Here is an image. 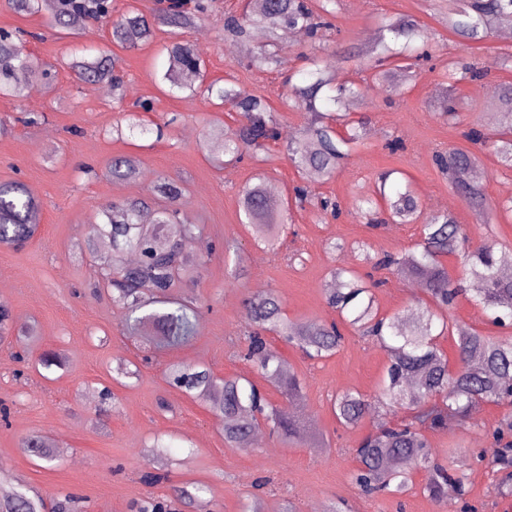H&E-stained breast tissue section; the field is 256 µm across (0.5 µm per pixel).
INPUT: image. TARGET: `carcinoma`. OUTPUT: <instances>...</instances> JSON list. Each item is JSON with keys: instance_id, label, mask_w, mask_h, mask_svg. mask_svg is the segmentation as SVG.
Listing matches in <instances>:
<instances>
[{"instance_id": "carcinoma-1", "label": "carcinoma", "mask_w": 512, "mask_h": 512, "mask_svg": "<svg viewBox=\"0 0 512 512\" xmlns=\"http://www.w3.org/2000/svg\"><path fill=\"white\" fill-rule=\"evenodd\" d=\"M183 0L162 11L163 24L189 28L198 15L207 10L201 0L188 9ZM323 0L315 9L310 0H261L252 13L224 17V30L241 39L259 29L266 42L249 57L251 66L259 69L276 66L283 45L281 39L290 28H299L311 41H321L333 29L329 16L334 10ZM442 20L448 32L461 41L479 44L492 30L512 23V0H449ZM111 0H59L54 14L55 25L72 29L71 18L81 14L89 19L107 16ZM379 35L371 46L372 74L366 83L335 84L332 62L320 50L307 57V68L300 82H287L282 106L306 114L303 137L290 142L288 153L302 179L317 174L321 180L332 179L340 162L357 147L365 136L364 121L350 120L355 101L364 98L371 86H385L395 72L387 68L391 62H402L401 70L409 73L424 53H415V42L427 43V31L413 20L377 18ZM149 24L140 15L123 13L112 22V36L130 47L148 39ZM22 39L0 38V94L21 98L26 88L17 73L34 65L24 54ZM168 67L162 80L170 90L189 92L206 102L218 100L227 112L236 115L239 126L234 132L224 126L211 128L210 137L221 144L227 160L241 161L256 157L269 141L279 139V120L268 99L242 89L232 78L224 83L188 85L181 81L186 72L197 73L201 59L187 42H175L167 48ZM497 60H486L477 67L470 63L448 62L445 79L453 83L481 81L496 67ZM74 77L80 82L121 83L115 67L103 54L75 58L69 62ZM497 128L485 133L472 128L465 138L473 144L489 147L501 164L512 167V84L499 87ZM437 161L448 175L450 188L473 208L488 209L483 181L477 175L478 156L468 148H454L437 154ZM138 172L131 156L112 159V178L126 180ZM387 171L374 190L375 196L358 193L354 199L357 214L367 224L378 228L385 224H420L421 239L411 251L385 253L380 257L362 251V261L377 269L405 276L418 282L428 301H419L411 321L379 313L373 289L378 284L363 280L354 267H339L332 273L333 287L326 289L327 303L342 316L340 323L307 322L295 324L284 317L280 300L272 293L252 294L244 299V309L251 326L245 341L244 359L261 369L288 400L303 395V385L281 355L271 347L265 333L276 332L295 344L307 357L322 358L332 354L345 340L342 327L348 326L362 336L378 342L389 363L376 399L370 401L358 392L344 391L332 404L338 421L345 426H358L377 415L381 422L356 448L358 469L354 479L367 495L395 489L403 491L412 484L413 475H425L423 487L431 498H446L448 490L457 496L465 494V475L440 461L431 450L429 436L448 429L452 421L463 423L470 412L482 403L512 408V339L486 336L479 331L455 325L448 311L463 294L488 313L496 326L512 323V279L500 272L512 267V245L487 241L476 247L468 245L464 227L441 211L423 206L410 183L393 181ZM168 200L157 207L133 201L110 204L98 209L88 236V249L99 261L97 286L112 293V302L126 311L125 329L163 345L187 343L197 336L198 309L176 297L174 289L198 276V265L185 253V245L196 237L201 226L191 222L177 206L180 188L166 180L157 185ZM240 210L243 223L252 227L254 235L268 248L279 243L283 224L275 220V208L263 178L245 189ZM38 203L19 182H0V244L19 248L32 240L37 232ZM138 256L134 265L124 263L129 254ZM455 255L465 276L458 278L442 258ZM15 332L29 338L31 329L13 325L9 312L0 308V334ZM458 336L456 371L449 370L448 356L438 347L444 336ZM173 383L192 397L211 401L210 411L224 423V441L232 448H247L260 428L280 437L310 440L318 444L314 434H303L288 412L271 404L258 388L244 378L218 379L212 372L196 365L177 364L169 370ZM512 433V420L497 426L492 439L499 446L498 461L512 467V441H504L505 432ZM20 446L29 455L47 463L53 461L51 451L37 436L23 438ZM0 512H70L68 503L47 505L40 496L29 497L11 490L0 494Z\"/></svg>"}]
</instances>
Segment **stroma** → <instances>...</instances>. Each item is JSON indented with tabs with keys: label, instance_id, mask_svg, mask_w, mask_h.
<instances>
[{
	"label": "stroma",
	"instance_id": "35a3bbf8",
	"mask_svg": "<svg viewBox=\"0 0 512 512\" xmlns=\"http://www.w3.org/2000/svg\"><path fill=\"white\" fill-rule=\"evenodd\" d=\"M246 0H212L207 16L178 38L196 43L206 37L209 49L201 59L207 80L233 77L241 88L260 92L279 106L284 79L306 66L311 41L285 42L279 67L256 69L248 54L263 43L252 36L243 43L224 30V14H242ZM117 12L134 9L152 19L150 38L133 47L112 37V22L90 21L88 30L68 35L54 27L53 13H17L0 0V30L23 29L25 53L55 75L43 83L37 73L28 78L37 99L0 95V181L21 182L38 201V232L19 249L0 246V307L19 327L31 328L34 340L28 362L18 361L13 340L0 342V408L8 425L0 424V487H13L52 502L76 496V512H138L149 499L165 501L169 512H280L294 502L299 512H312L331 502L347 512H512L506 471L495 466L497 449L491 433L511 414L493 404L478 406L466 423L432 434L438 455L454 453L468 474V492L453 502L424 494L423 473H415L411 490L365 497L353 474L355 450L374 425L345 427L338 423L331 400L336 393L356 391L375 398L387 366L385 352L369 337L346 331L338 350L310 360L276 334L268 340L304 383L301 399L286 401L277 387L241 357L246 330L242 300L248 293H275L289 320L329 323L338 314L325 301V287L334 268L355 265L352 246L366 243L375 253L414 249L420 239L416 224H391L374 229L352 212L356 191L373 192L380 173L395 170L413 185L425 207L448 210L466 228L473 242L493 239L512 244V219L472 210L448 187L435 155L465 146L470 125L496 127L494 87L512 84V40L490 34L481 48L466 50L439 22L432 0H338L333 29L324 48L327 55L359 53L361 67L369 61L363 50L377 35L378 16L414 19L432 33L431 62L415 78L397 76L384 88L370 89L356 102L352 119H366L364 147L343 162L335 178L309 180L313 193L336 198L339 217H324L316 203L292 211V226L273 253L255 240L242 224L239 199L243 188L264 175L274 199L285 205L302 182L291 163L287 145L298 138L303 113H280V138L268 143L258 159L217 166L219 147L208 137L211 124L234 125L224 107L201 97L170 93L161 77L168 66L166 47L176 36L155 22L157 0H115ZM116 61L123 78L121 92L100 97L88 93L67 67L68 57L97 51ZM506 53L485 80L463 82L455 94L461 115L454 124L440 117L443 67L448 60L470 55L488 58ZM151 111H143L142 102ZM38 123H28V116ZM168 123L165 137L130 129L131 120ZM123 126L122 136L112 129ZM399 138L403 147L390 152L386 143ZM136 156L141 174L134 180L112 179L109 166L118 156ZM165 177L182 190L180 203L193 222L201 224L204 262L195 282L180 293L199 308L200 326L188 344L153 349L125 334V312L108 296H93L96 267L80 255L96 211L108 203L144 199L159 201L154 190ZM375 295L384 316L410 319L421 291L414 281L385 270ZM60 353L63 368L44 369L42 352ZM138 369L137 377L119 384L118 364ZM174 364H199L220 378L253 381L273 404L285 407L306 431L322 434L320 448L291 445L261 431L250 449L228 447L224 430L207 403L172 386L167 369ZM110 388L112 407L101 412L99 392ZM36 434L54 450L53 465L28 455L22 438ZM166 444L167 478L149 486L142 480L152 463L145 453L153 440ZM189 483L205 490L191 503L176 496Z\"/></svg>",
	"mask_w": 512,
	"mask_h": 512
}]
</instances>
